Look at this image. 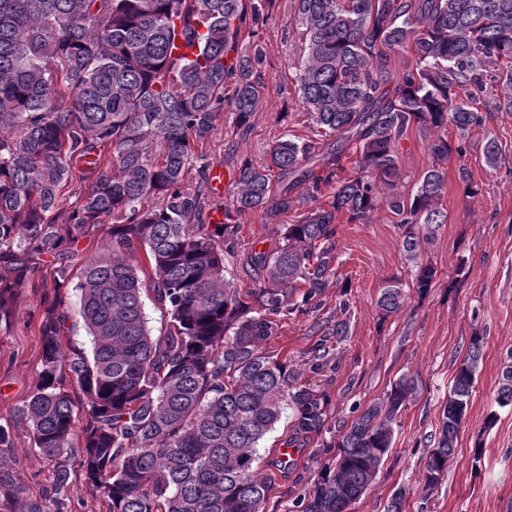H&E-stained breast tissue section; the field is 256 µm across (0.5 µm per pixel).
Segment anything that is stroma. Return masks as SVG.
<instances>
[{
	"mask_svg": "<svg viewBox=\"0 0 512 512\" xmlns=\"http://www.w3.org/2000/svg\"><path fill=\"white\" fill-rule=\"evenodd\" d=\"M292 0H271L268 20L259 31L265 61L258 70L263 94L247 135H235L229 121H219L203 147L209 168L237 172L243 161L260 165L270 145L281 136L321 144L298 103L294 64L300 55V36ZM477 106L491 114L486 130L474 131L464 163L478 196L465 195L457 161L448 163V189L442 201L447 214L418 260L403 249L399 218L380 207L370 223L336 221L341 264L338 277H350V333L334 347L335 372L306 373L307 386L329 401V424L352 417L355 404L379 397L401 376L411 377L415 389L395 429L394 443L375 481L350 512H387L398 487L410 494L405 512H417L418 481L427 450L438 433L441 410L454 371L471 337L483 339L468 411L458 433L445 477L432 497L431 512H512V407L497 408L495 398L506 368H512V112L495 109L492 95ZM431 133L410 131L396 146L398 175L382 185L383 193L410 196L431 166ZM496 139L501 156L495 167L484 160L487 139ZM303 203L279 216L277 224L296 223ZM239 247L271 248L277 224L260 213L235 215ZM432 264L437 277L426 297L413 288L416 264ZM397 279L406 301L399 313L381 317L380 291ZM336 287L323 289L317 312L282 321L264 351L302 364L319 339V327L336 317ZM78 306L75 288L43 286L35 279L19 287L13 315L0 322V423L14 422L18 408L36 377L41 352L39 326L43 310L55 302ZM496 421H489V414ZM290 414H283L261 444L259 468L270 480L266 512H298V494L317 480L334 451L315 435L297 452L290 465H281L279 450L288 439ZM8 467L30 500L44 499L54 483L51 463L41 459L24 425L16 424Z\"/></svg>",
	"mask_w": 512,
	"mask_h": 512,
	"instance_id": "35a3bbf8",
	"label": "stroma"
}]
</instances>
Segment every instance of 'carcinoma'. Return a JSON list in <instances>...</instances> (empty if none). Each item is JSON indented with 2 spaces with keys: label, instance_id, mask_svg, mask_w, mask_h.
<instances>
[{
  "label": "carcinoma",
  "instance_id": "1",
  "mask_svg": "<svg viewBox=\"0 0 512 512\" xmlns=\"http://www.w3.org/2000/svg\"><path fill=\"white\" fill-rule=\"evenodd\" d=\"M270 2L0 0V321L9 320L17 288L44 266L54 287L70 284L67 254L112 218L105 254L80 269L77 312L60 302L43 312L37 379L16 416L38 454L55 462L58 494L75 464L108 512H265L258 448L289 408L288 446L330 431L327 447L338 449L297 506L348 512L392 448L412 379L400 377L333 431L326 395L299 383L301 372L262 344L282 319L317 311L338 259L336 215L366 224L387 206L400 217L413 260L446 223L448 159L464 160L468 136L490 118L477 98L494 82L502 87L498 110L512 112V68L493 72L512 63V0H295L299 96L307 120L329 140L284 137L266 164L240 165L236 212L259 211L269 221L300 200L308 206L297 223L282 225L272 248L247 252L255 288L243 295L224 277L235 226L210 223L206 199L184 184L193 170L209 179L198 148L225 108L233 133L250 128L263 89L254 70L265 55L257 42L240 46V24L251 19L256 36ZM180 40L193 52L175 53ZM382 46L412 53L399 75ZM450 124L459 138L430 141L433 163L414 194L382 195L379 185L397 175L396 143L412 128ZM78 164L95 177L67 210L63 189ZM153 198L160 204H145ZM141 249L168 317L158 337L144 312ZM436 276L432 265H419L417 294L426 295ZM341 296V318L322 328L306 362L312 373L332 369L328 344L349 335ZM403 303L400 283L387 280L383 315ZM73 317L91 350L64 349ZM482 349V338L472 337L455 369L419 481L420 512L455 450ZM70 382L85 401L69 392ZM496 403L512 406L511 368ZM14 428L0 424V495L16 512H45L23 498L3 463Z\"/></svg>",
  "mask_w": 512,
  "mask_h": 512
}]
</instances>
